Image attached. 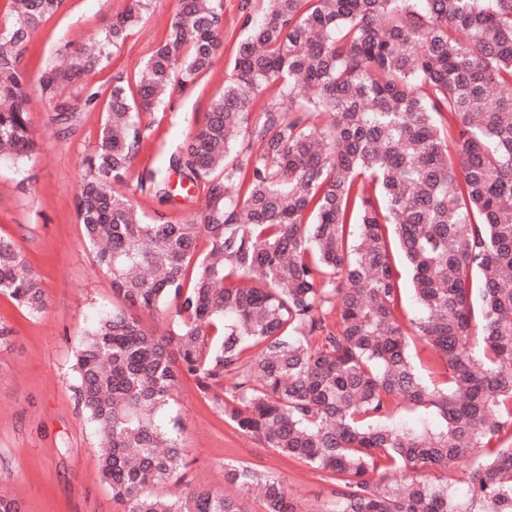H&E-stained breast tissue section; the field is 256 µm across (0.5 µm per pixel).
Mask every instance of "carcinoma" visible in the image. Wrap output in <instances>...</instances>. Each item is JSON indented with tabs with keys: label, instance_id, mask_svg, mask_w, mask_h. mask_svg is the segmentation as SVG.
I'll return each instance as SVG.
<instances>
[{
	"label": "carcinoma",
	"instance_id": "1",
	"mask_svg": "<svg viewBox=\"0 0 512 512\" xmlns=\"http://www.w3.org/2000/svg\"><path fill=\"white\" fill-rule=\"evenodd\" d=\"M150 0L112 21L94 50L44 68L50 100L102 68ZM64 0H13L0 29V158L31 159L25 43ZM247 35L224 92L169 167L206 190L196 220L145 217L117 189L141 118L196 83L223 42L221 0H180L136 91L113 85L76 209L98 268L126 306H175L162 331L115 310L85 333L75 394L101 472L124 512H246L237 495L157 487L186 465L158 410L183 377L224 421L338 483L324 512H512V0H246ZM276 90L252 114L254 100ZM74 109L55 106L68 134ZM170 195L169 176L140 185ZM209 243L198 253L200 238ZM421 314L405 310L396 259ZM0 292L32 314L44 291L0 237ZM419 340L439 361L423 378ZM401 407L441 427L391 423ZM471 461L474 508L448 495ZM437 472L404 486L391 475ZM224 480L264 512H298L288 487L248 466Z\"/></svg>",
	"mask_w": 512,
	"mask_h": 512
}]
</instances>
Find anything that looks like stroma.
<instances>
[{
    "label": "stroma",
    "mask_w": 512,
    "mask_h": 512,
    "mask_svg": "<svg viewBox=\"0 0 512 512\" xmlns=\"http://www.w3.org/2000/svg\"><path fill=\"white\" fill-rule=\"evenodd\" d=\"M129 3L65 0L63 9L32 33L23 64L37 148L31 160L0 163V237L11 240L28 261L46 298L45 309L34 315L0 293V326L9 332L0 348V491L14 496L21 512L124 510L101 478L97 435L73 389V364L85 331L121 306L110 277L95 265L76 212L85 159L95 148L104 109L103 101L87 103L86 92H109L117 77L135 83L143 61L167 35L178 0H152L143 23L113 50L107 66L86 76L85 88L65 92V100L77 107L67 137H57L51 127L53 106L42 96L39 78L45 64L66 65L76 47L91 43ZM223 4L224 50L213 67L142 118L146 136L123 191L148 217L181 223L199 218L206 208L203 188L182 187L178 174H171L172 194L164 199L141 188L140 176L167 169L224 90L232 52L244 32L243 0ZM175 419L181 423L188 465L159 486V493L225 489L229 463L279 477L300 512H325L333 503L336 484L225 423L193 378H183L177 403L157 414L165 427Z\"/></svg>",
    "instance_id": "35a3bbf8"
}]
</instances>
